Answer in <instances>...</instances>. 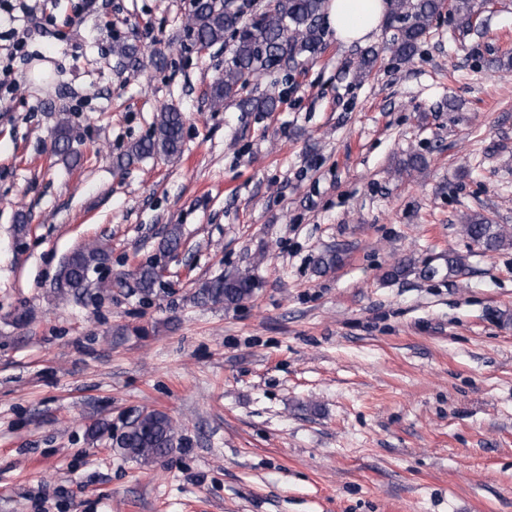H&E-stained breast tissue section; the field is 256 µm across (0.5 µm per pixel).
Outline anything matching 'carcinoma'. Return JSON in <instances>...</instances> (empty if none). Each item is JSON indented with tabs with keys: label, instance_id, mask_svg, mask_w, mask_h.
Masks as SVG:
<instances>
[{
	"label": "carcinoma",
	"instance_id": "cac0c4a2",
	"mask_svg": "<svg viewBox=\"0 0 512 512\" xmlns=\"http://www.w3.org/2000/svg\"><path fill=\"white\" fill-rule=\"evenodd\" d=\"M326 0H269L264 11L247 19L243 5L237 0H191L189 36L199 49L229 43V57L224 72L213 83L209 93L214 110L235 105L243 112H273L279 99L271 95L247 96L245 91L261 74L293 68L302 59L315 56L323 45L324 30L320 20ZM390 26L396 28L390 50L400 59L415 55L418 44L443 8L457 25L470 29L475 22L472 0H390ZM185 116L176 107L159 112L152 133L133 143L117 158L116 166L124 168L144 157L172 158L182 152ZM74 131L60 119L55 131V149L66 157H74ZM464 230L472 242L487 251H496L512 242V234L499 224H489L480 215L470 217ZM182 242L179 225H171L161 243L162 251H176ZM111 262V251L104 246H87L73 251L61 273L58 289L78 298L89 286V275ZM136 286L146 298L155 293L161 271L155 263L140 265L134 272ZM256 288L249 274L219 275L202 282L192 295L199 306H237L250 299ZM112 447L126 459L139 463H156L183 445L170 416L158 410H145L134 415L117 436Z\"/></svg>",
	"mask_w": 512,
	"mask_h": 512
}]
</instances>
